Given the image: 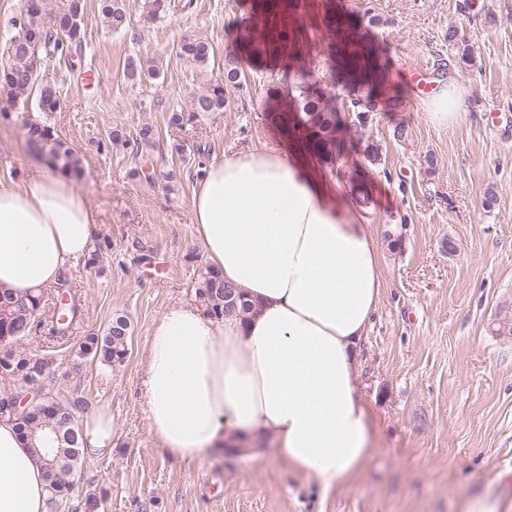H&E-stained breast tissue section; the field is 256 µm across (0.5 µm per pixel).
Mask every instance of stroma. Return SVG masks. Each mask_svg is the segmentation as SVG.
<instances>
[{"instance_id":"stroma-1","label":"stroma","mask_w":512,"mask_h":512,"mask_svg":"<svg viewBox=\"0 0 512 512\" xmlns=\"http://www.w3.org/2000/svg\"><path fill=\"white\" fill-rule=\"evenodd\" d=\"M252 2L167 0L156 18L152 0H126L130 24L115 33L100 0H86L81 63L42 71L62 92L60 110L46 116L0 92V178L22 181L41 167L25 124L46 121L79 158L72 183L99 219V263L68 275L80 307L69 337L53 338L44 325L23 343L50 362L38 382L44 393L78 404L82 417L108 408L116 424L111 455L83 458L59 512H74L90 493L104 512H463L483 494L512 512V0H297L288 15L295 47L242 57L246 80L230 89L224 111L171 125L172 112H189L192 94L222 77ZM328 9L389 59L379 95L400 93L397 111L358 125L346 91L329 87L317 63L333 37L322 21ZM185 37L210 43L208 65L179 56ZM130 59L156 77L128 79ZM416 65L466 89L455 126L432 124L414 100ZM286 67L310 72L340 113L344 152L313 164L329 180L332 207L364 196L363 219L383 257L382 296L358 367L376 450L355 478L327 490L267 452L189 459L160 448L142 389L152 325L172 305L195 301L206 263L191 213L204 164L260 146L290 157L305 150L265 119L267 89ZM144 124L156 132L151 145L108 140L112 129L131 135ZM367 141L380 145V164L364 157ZM118 313L132 334L126 361L112 368L81 345Z\"/></svg>"}]
</instances>
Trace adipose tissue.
<instances>
[{"mask_svg":"<svg viewBox=\"0 0 512 512\" xmlns=\"http://www.w3.org/2000/svg\"><path fill=\"white\" fill-rule=\"evenodd\" d=\"M460 86L424 106L457 124ZM317 168L266 147L212 160L192 197L208 265L255 304L245 321L171 306L147 340L143 384L160 447L182 457L272 442L290 468L330 488L374 452L358 380L361 342L382 289V256L356 208L325 202ZM97 211L53 162L0 179V288L58 282L89 255ZM48 481L12 418L0 417V512H48Z\"/></svg>","mask_w":512,"mask_h":512,"instance_id":"1","label":"adipose tissue"}]
</instances>
